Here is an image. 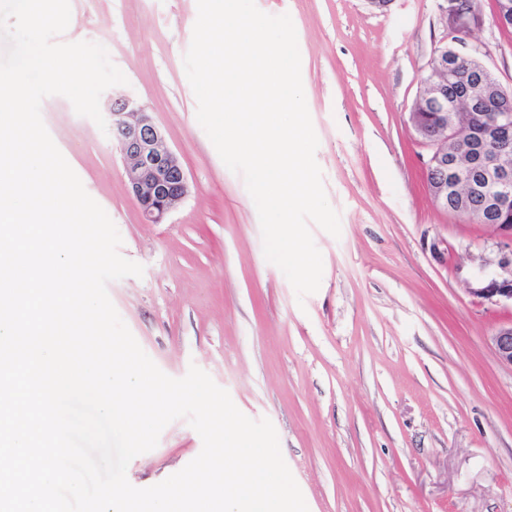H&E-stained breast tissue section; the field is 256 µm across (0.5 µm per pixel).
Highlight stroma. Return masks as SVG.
Returning <instances> with one entry per match:
<instances>
[{
    "label": "stroma",
    "instance_id": "1",
    "mask_svg": "<svg viewBox=\"0 0 512 512\" xmlns=\"http://www.w3.org/2000/svg\"><path fill=\"white\" fill-rule=\"evenodd\" d=\"M289 14L315 154L341 234L311 232L317 292L298 298L269 263L255 204L196 118L183 55L197 0H70L64 42L105 46L127 82L114 97L145 105L187 173L165 223H143L119 148L60 95L43 122L87 193L144 267L107 286L161 371L197 365L246 416L268 418L308 512H512V368L492 338L512 305L469 292L471 268L501 239L438 209L410 112L445 36L438 0H256ZM484 20L465 34L512 89V30ZM202 440L187 420L135 457L147 488L183 469Z\"/></svg>",
    "mask_w": 512,
    "mask_h": 512
}]
</instances>
